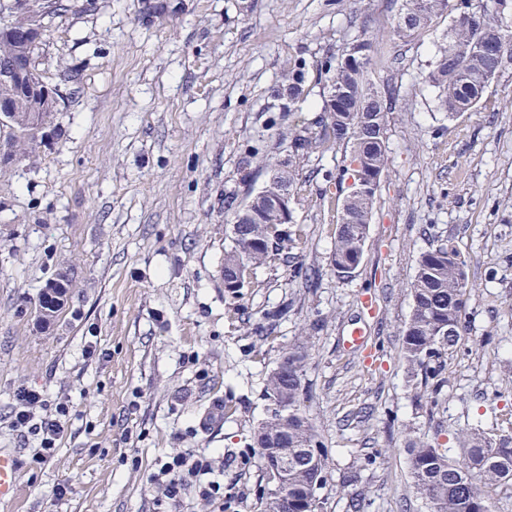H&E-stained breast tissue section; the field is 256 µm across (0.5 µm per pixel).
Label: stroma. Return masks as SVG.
<instances>
[{
  "instance_id": "35a3bbf8",
  "label": "stroma",
  "mask_w": 512,
  "mask_h": 512,
  "mask_svg": "<svg viewBox=\"0 0 512 512\" xmlns=\"http://www.w3.org/2000/svg\"><path fill=\"white\" fill-rule=\"evenodd\" d=\"M66 3L36 52L61 110L31 152L0 166V450L16 456L22 487L0 512H260L252 442L264 386L298 346L309 354L304 409L327 455L322 512H349L354 498L366 512H428L407 439L461 465V432L512 436V64L478 111L449 118L424 74L450 21L390 40L401 0H367L361 14L344 0H183L154 25L139 20L138 0ZM363 32L373 81L393 78L400 93L362 264L344 282L332 271L340 211L322 174L343 155L316 153L291 201L300 239L228 293L225 199L256 195L287 153L289 126L320 116L313 84L273 121L266 107L284 63L316 64ZM260 133L264 150L244 166L243 146ZM439 238L466 259L473 287L433 406L417 397L401 330L417 260ZM295 264L314 272L313 286L292 276ZM59 277L68 300L41 325L40 294ZM360 324L369 345L349 349ZM21 387L40 391L46 411L74 405L38 469L37 440L10 427ZM228 397L236 410L226 415ZM182 453L207 457L212 471L171 504L152 476ZM211 481L220 489L203 497Z\"/></svg>"
}]
</instances>
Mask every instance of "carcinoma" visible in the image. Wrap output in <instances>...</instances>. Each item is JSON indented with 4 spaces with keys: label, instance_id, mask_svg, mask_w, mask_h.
<instances>
[{
    "label": "carcinoma",
    "instance_id": "1",
    "mask_svg": "<svg viewBox=\"0 0 512 512\" xmlns=\"http://www.w3.org/2000/svg\"><path fill=\"white\" fill-rule=\"evenodd\" d=\"M500 0H483L480 12L465 13L456 0H403L395 18L387 23L389 36L402 43L418 38L438 18L450 19L448 41L439 46L427 64L426 81L437 88L438 109L448 117L474 111L482 102L489 82L512 62V18L499 11ZM22 0H0V68H8L22 53L34 55L37 42L26 39L23 25L43 21L65 8L63 0H36V9L21 13ZM495 43L498 49L488 47ZM373 42L364 35L353 37L338 56L330 55L315 66L316 83L322 85L321 115L316 124L288 129V157L271 165V176L250 204L236 212L237 230L224 252V288L237 293L250 283L255 270L267 264L283 247L282 224L294 223L291 200L297 190L300 164L312 154L344 151L346 164L325 181L341 185L347 178L370 182L385 175L389 167L388 131L393 103L399 95L390 80L376 86L370 76ZM309 65L301 56L284 64L274 98L288 99V111L306 98ZM56 111L29 112L15 108L6 141L23 154L33 146L40 128L53 122ZM377 188L348 193L331 254L336 278L350 265L362 263L365 242ZM68 285L54 282L45 287L41 310L54 312L55 296ZM413 307L402 330V353L424 379L430 402L438 404L448 383L443 357L454 352L464 329L465 306L458 297L471 288L466 261L448 239H440L422 252L409 285ZM307 354L288 352L268 375L265 396L277 405L268 408L254 438L272 435L288 440V472L281 484L288 488V504L279 512H308L314 501L323 508L319 491L324 488L325 455L314 426L305 415L302 376ZM467 465L461 467L448 455L422 440L409 446V469L414 489L430 512H492L491 489L512 481V437H492L478 430L460 436Z\"/></svg>",
    "mask_w": 512,
    "mask_h": 512
}]
</instances>
